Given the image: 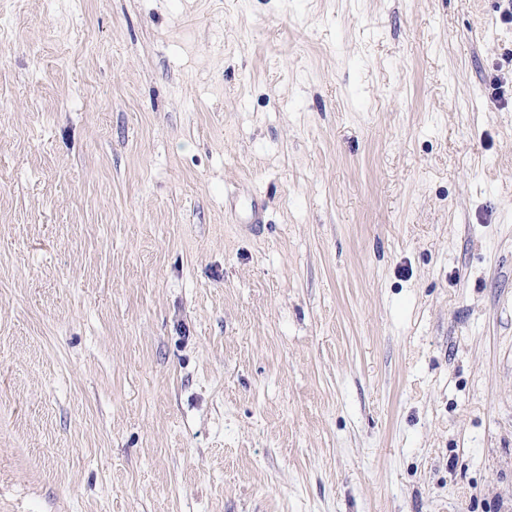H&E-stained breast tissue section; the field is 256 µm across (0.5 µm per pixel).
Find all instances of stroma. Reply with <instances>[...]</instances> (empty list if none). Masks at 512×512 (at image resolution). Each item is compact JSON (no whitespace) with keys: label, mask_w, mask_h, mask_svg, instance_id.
<instances>
[{"label":"stroma","mask_w":512,"mask_h":512,"mask_svg":"<svg viewBox=\"0 0 512 512\" xmlns=\"http://www.w3.org/2000/svg\"><path fill=\"white\" fill-rule=\"evenodd\" d=\"M0 512H512V0H0Z\"/></svg>","instance_id":"1"}]
</instances>
